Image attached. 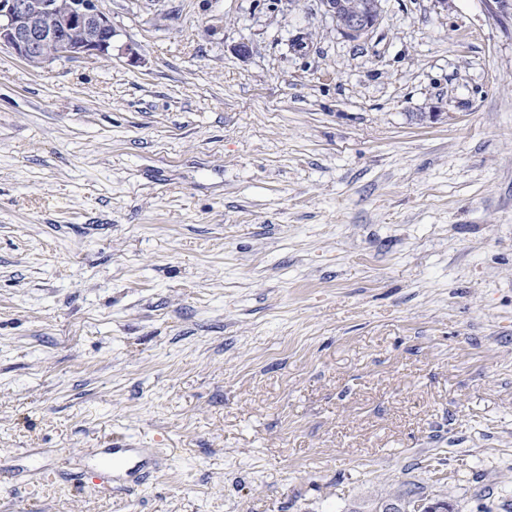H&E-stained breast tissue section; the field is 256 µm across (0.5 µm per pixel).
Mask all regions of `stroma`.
<instances>
[{
	"instance_id": "35a3bbf8",
	"label": "stroma",
	"mask_w": 512,
	"mask_h": 512,
	"mask_svg": "<svg viewBox=\"0 0 512 512\" xmlns=\"http://www.w3.org/2000/svg\"><path fill=\"white\" fill-rule=\"evenodd\" d=\"M98 7L0 47V512H512V13ZM2 45L36 69L76 57H110L112 21L97 0H0ZM319 0L325 14L348 40L358 41L376 27L382 13V0ZM351 3V4H350ZM401 500L388 502L382 511L384 512H446V507L452 511L450 506L445 501H425L413 500L411 503H405L402 507ZM448 511V512H449Z\"/></svg>"
}]
</instances>
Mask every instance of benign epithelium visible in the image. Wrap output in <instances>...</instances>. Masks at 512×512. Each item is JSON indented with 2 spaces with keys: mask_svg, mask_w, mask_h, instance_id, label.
Listing matches in <instances>:
<instances>
[{
  "mask_svg": "<svg viewBox=\"0 0 512 512\" xmlns=\"http://www.w3.org/2000/svg\"><path fill=\"white\" fill-rule=\"evenodd\" d=\"M325 14L347 39L358 41L376 27L382 0H319ZM6 45L29 66L43 69L56 61L112 56V21L97 0H0V46ZM444 501L389 502L384 512H446Z\"/></svg>",
  "mask_w": 512,
  "mask_h": 512,
  "instance_id": "benign-epithelium-1",
  "label": "benign epithelium"
}]
</instances>
